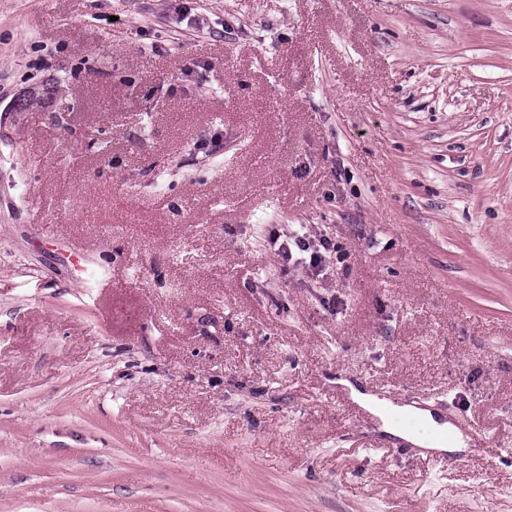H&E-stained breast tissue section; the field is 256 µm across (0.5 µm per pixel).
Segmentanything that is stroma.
<instances>
[{"label":"stroma","instance_id":"stroma-1","mask_svg":"<svg viewBox=\"0 0 512 512\" xmlns=\"http://www.w3.org/2000/svg\"><path fill=\"white\" fill-rule=\"evenodd\" d=\"M502 448L512 0H0V512H512ZM285 237L286 239L280 243L276 250L283 260L290 261L292 259V251L290 248V243H292L300 252L309 254L308 263L306 258L298 259V261L312 269L322 267L325 261V252L329 251V244L326 241L316 244L305 233L298 231L291 233L289 236L285 235ZM403 410L411 412L426 424H428L432 429H437L441 432H445L446 430L453 431L455 433V439L451 442H435L426 435L395 428L384 421L381 430L391 438H395L396 440H392L393 442L405 441L414 445L430 448L440 453L447 452L448 454H454L466 449L467 442L463 439L462 435L449 423L436 420L432 413L429 411H421L409 406L404 407Z\"/></svg>","mask_w":512,"mask_h":512}]
</instances>
